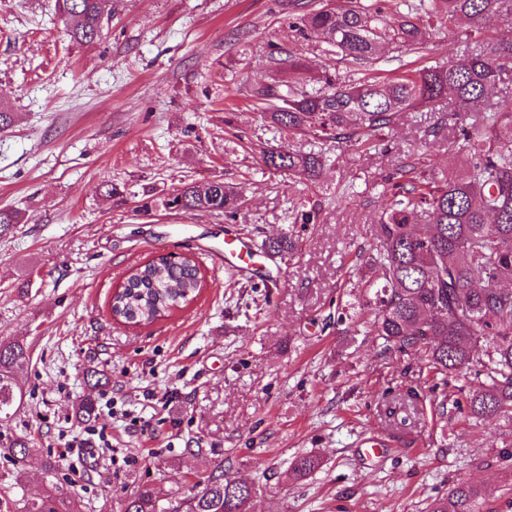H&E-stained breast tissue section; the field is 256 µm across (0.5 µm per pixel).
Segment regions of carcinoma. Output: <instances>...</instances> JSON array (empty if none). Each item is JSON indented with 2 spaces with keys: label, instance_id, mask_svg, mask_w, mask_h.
<instances>
[{
  "label": "carcinoma",
  "instance_id": "carcinoma-1",
  "mask_svg": "<svg viewBox=\"0 0 512 512\" xmlns=\"http://www.w3.org/2000/svg\"><path fill=\"white\" fill-rule=\"evenodd\" d=\"M112 0H56L55 7L70 42L88 46L102 37L104 20L112 16ZM503 15L512 17V0H314L297 17L295 28L312 42L309 55L280 48L269 57L276 70L321 69V85L255 84L250 97L261 117L288 134H308L317 150L271 147L262 162L276 172L318 177L331 162V147H357L386 153V131L400 113H439L431 136L443 126L458 125L466 148L463 173L427 177L420 159L408 155L384 180L386 198L377 227L378 244L367 265L366 282L373 295L369 317L374 334L400 351L422 354L436 375L474 373L485 377L469 394L468 417L476 421L498 416L512 422V112H502L492 92L512 71V37H488L484 25ZM467 19L475 38L469 54L436 64H406L394 76L370 73L381 50L395 46L417 56L429 43L431 30L452 28ZM346 61L360 71L348 82L336 81L333 63ZM470 114L466 125L461 115ZM167 209L222 213L237 220L239 193L222 180L184 185ZM17 210L0 209V234L22 223ZM202 288L196 263L156 257L133 269L110 300L114 319L149 325L186 307ZM490 339L486 357L478 343ZM29 358L24 343H0V421L10 419L23 394L15 371ZM14 470L0 473V512H83L81 501L59 486L60 461L45 464V492L29 499L18 495L23 467L33 452L27 439L0 445ZM320 466L312 454L297 457L293 476L301 479ZM199 490L176 503H164L148 485H138L119 502L117 512H244L253 485L210 473ZM484 487L460 482L430 504L429 512H481Z\"/></svg>",
  "mask_w": 512,
  "mask_h": 512
}]
</instances>
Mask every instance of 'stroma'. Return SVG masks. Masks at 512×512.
Returning a JSON list of instances; mask_svg holds the SVG:
<instances>
[{
    "label": "stroma",
    "instance_id": "35a3bbf8",
    "mask_svg": "<svg viewBox=\"0 0 512 512\" xmlns=\"http://www.w3.org/2000/svg\"><path fill=\"white\" fill-rule=\"evenodd\" d=\"M471 42L464 22L436 31L422 62ZM297 45L286 0H117L87 47L69 42L55 0H0V104L15 114L0 131V209L25 213L0 236V343L31 352L16 371L25 405L0 437L34 443L26 496L43 493V464L58 457L57 481L84 512L139 484L177 496L215 470L254 482L245 512H426L462 481L490 489L482 512H512V465L500 459L512 425L469 422L477 379L435 386L419 353L361 322L386 175L411 153L457 173L462 153L448 132L431 136L437 113L406 112L387 154L335 151L314 179L269 170L263 147L304 141L262 121L246 89L276 80L273 47ZM210 179L242 189L236 222L163 207ZM316 203L314 223H296ZM229 229L292 248L257 253L268 276L247 279L202 260ZM161 253L199 261L197 299L150 325L114 321L113 290ZM89 369L108 384L89 386ZM87 396L110 445L62 458ZM369 438L389 444L381 465L361 455ZM308 453L321 466L294 478Z\"/></svg>",
    "mask_w": 512,
    "mask_h": 512
}]
</instances>
